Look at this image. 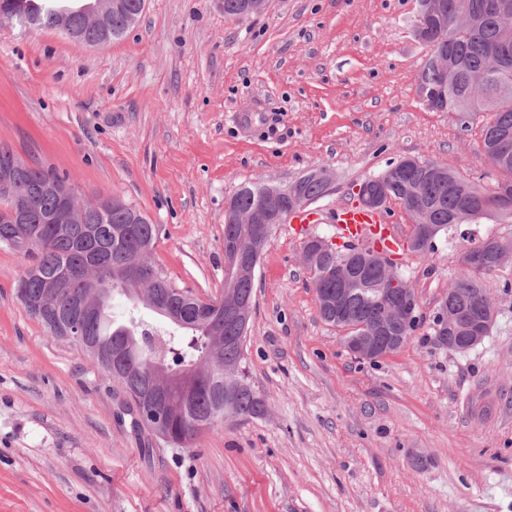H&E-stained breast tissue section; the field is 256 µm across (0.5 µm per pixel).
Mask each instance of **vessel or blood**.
<instances>
[{"instance_id":"vessel-or-blood-1","label":"vessel or blood","mask_w":512,"mask_h":512,"mask_svg":"<svg viewBox=\"0 0 512 512\" xmlns=\"http://www.w3.org/2000/svg\"><path fill=\"white\" fill-rule=\"evenodd\" d=\"M337 236L351 244H364L377 252L396 253L405 242L384 212L369 210L356 204L337 208Z\"/></svg>"}]
</instances>
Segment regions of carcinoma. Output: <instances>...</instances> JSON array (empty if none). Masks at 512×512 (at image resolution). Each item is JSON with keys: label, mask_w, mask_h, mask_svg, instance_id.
Returning <instances> with one entry per match:
<instances>
[{"label": "carcinoma", "mask_w": 512, "mask_h": 512, "mask_svg": "<svg viewBox=\"0 0 512 512\" xmlns=\"http://www.w3.org/2000/svg\"><path fill=\"white\" fill-rule=\"evenodd\" d=\"M28 0H3L0 13L19 19L32 10L24 7ZM126 8L112 13V38L121 37L130 28V17L139 15L141 0H122ZM446 4V22H425L427 45L432 51L448 52V73L428 64L419 76L430 87L448 94L457 107L464 111L461 123H466L476 112H489L492 118L483 126V147L492 166L500 173L494 190L487 192L484 207L475 206L483 188L463 175L441 167L442 174L434 175L425 167L426 159L399 157L387 165L397 169V175L386 185L387 200L399 201L414 218L430 213L432 223L440 226L439 235L460 224L505 217L494 211L497 197L502 193L512 200V33L502 32L499 21L485 17V0H443ZM486 75L479 89H474L470 77ZM300 194L308 202L326 195L329 183L308 173L299 181ZM266 186L245 185L233 195L234 204L249 210L262 201ZM132 206L125 204L109 211H99L87 203L83 205L81 222L73 224L66 234L58 232L54 224H42L39 241L33 251L26 253L32 265L41 269V276L22 277L16 285L18 299L39 296L44 292L42 276L58 266L71 271L75 288L52 300L60 310L70 305V295L92 301L96 313L88 321L90 335L105 344H121L130 364L128 373L115 383L127 396L128 411L138 425L154 429V422L139 410L136 395L141 387L155 380L167 382L184 374L195 375L197 387L193 402L167 411V426L172 448H187L202 427L196 421L217 409L216 391L210 386V374L221 370L220 391L223 393V416L213 425L258 418L265 412V401L251 383L246 369L244 345L249 326L239 323L229 311H224V336H213L210 323L196 315L185 321L168 319L156 326L144 321L133 305L124 318L112 315V299L120 294L136 302L155 307V286L144 278L136 283L127 280L124 269L132 264L162 272L151 260V254H142L139 245L154 248L161 234V225L146 222L134 225L130 239L122 244L113 241V228L129 224ZM27 225L14 223L13 198L0 195V248L18 250V243L26 236ZM354 253L361 259L365 272L362 287L350 294L348 312L357 321L379 316L382 307L376 301L374 289L387 287L379 278L382 256L358 247L342 245L338 253L318 257L308 256L309 287L316 300L336 292V259ZM495 268H464L452 287L459 297L475 303L485 293L482 277Z\"/></svg>", "instance_id": "carcinoma-1"}]
</instances>
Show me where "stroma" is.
I'll list each match as a JSON object with an SVG mask.
<instances>
[{
	"label": "stroma",
	"mask_w": 512,
	"mask_h": 512,
	"mask_svg": "<svg viewBox=\"0 0 512 512\" xmlns=\"http://www.w3.org/2000/svg\"><path fill=\"white\" fill-rule=\"evenodd\" d=\"M417 0H146L93 48L0 25V143L112 196L162 232L154 262L200 298L224 289V207L240 187L330 179L314 224L273 229L256 272L245 355L262 417L173 450L138 430L117 384L17 299L28 266L0 248V512H512V264L487 275L497 320L469 351L437 348L432 317L460 247L393 256L423 323L361 360L319 316L306 237L335 239L337 207L398 157L494 187L486 113L429 110Z\"/></svg>",
	"instance_id": "35a3bbf8"
}]
</instances>
